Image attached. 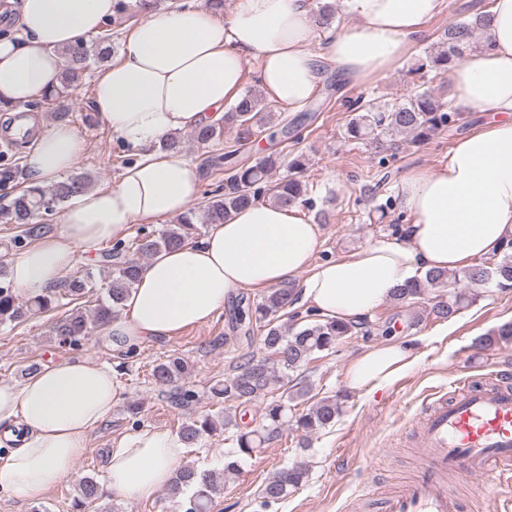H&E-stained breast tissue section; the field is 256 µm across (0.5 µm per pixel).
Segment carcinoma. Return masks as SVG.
<instances>
[{
	"mask_svg": "<svg viewBox=\"0 0 512 512\" xmlns=\"http://www.w3.org/2000/svg\"><path fill=\"white\" fill-rule=\"evenodd\" d=\"M489 23V13L479 12L473 17L448 26L442 35L444 50L434 56H427L414 68V72L436 71L446 73L460 63L466 52L477 47L478 36L484 34ZM112 51V32L102 30L95 39L83 40L64 49L66 59L60 85L42 96L46 105L55 103L69 93L89 66L90 61H104ZM261 99L248 90L241 95L230 110L224 113L222 122L194 131L192 138L201 145L219 141L224 136V127L236 128V142L243 145L263 131L268 118L259 108ZM352 111L354 117L346 126L345 135L353 140H362L377 148L386 149L396 144L395 137L402 135L410 142H422L434 133L451 126L461 119L462 113L447 110L435 94L424 89L417 91L391 106H374L356 100ZM236 151L231 150L213 157L216 166L230 164L231 174L227 178L228 190L210 192L205 204L192 207L181 214L177 222L168 224L158 233H142L127 241H117L103 254L104 267L110 269L108 277L96 281L93 273L74 276L50 293L18 301L8 283L0 284V324L18 322L30 313H52L62 301L71 305L64 315L53 324V332L62 341L77 345L86 337L92 324L105 325L121 314V304L134 288L141 268V260L159 251L183 245L198 235L201 224H222L233 212L249 204L261 201L263 184L273 170L280 167L278 155H268L249 165L234 161ZM288 175L272 188L271 202L283 207L304 206L309 201L310 188L299 173L305 166V158L296 155L288 160ZM24 178L22 167L16 161L0 163V185L17 184ZM92 178L86 174L67 177L48 188L23 186L5 204H0V224H28L27 233L32 234L41 226L32 224L39 213L49 214L76 194L91 188ZM493 267L473 266L464 270L463 278L470 283L484 285L495 283L500 289L512 288V242L506 244L497 254ZM448 272L428 271L395 289L393 299L401 303L415 300L430 288L447 287ZM105 289V300L92 308L82 306V300L97 288ZM472 300L466 293L448 287L425 309L426 317L447 321L455 316L462 306ZM296 301L291 288H272L268 295L253 308L239 309L238 321L263 324L260 338L268 356L257 359L247 355L234 373L218 380L211 387V395L217 403L243 405L267 396L271 385L283 380L289 373L306 365L320 352L330 351L336 343L363 328V323L346 324L335 320H316L300 328L282 329L275 324L279 313L293 306ZM189 374L188 362L180 356H170L153 367L155 383L173 389V399L181 407H189L197 399L195 391L185 387ZM291 395L280 396L265 404L261 413V425L256 430L238 432L236 447L224 453V469L200 470L186 464L179 469L176 480L169 485L168 497L179 501L180 512H212L214 503L224 483L238 474L237 457L250 455L254 449L279 436L288 426V411L291 410ZM341 410L336 396L323 397L314 402L306 411L294 416L297 430L303 438L331 424ZM229 430L238 427L236 418L226 406L217 415L206 414L184 422L178 436L185 447L193 448L206 436H213L218 428ZM307 478V469L298 463L277 472L263 488L266 502H277L298 489ZM79 494L76 507L91 509L93 512H116L115 506L102 505L103 493L98 482L91 476H83L78 482Z\"/></svg>",
	"mask_w": 512,
	"mask_h": 512,
	"instance_id": "obj_1",
	"label": "carcinoma"
}]
</instances>
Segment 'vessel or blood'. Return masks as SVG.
Returning <instances> with one entry per match:
<instances>
[{
  "label": "vessel or blood",
  "instance_id": "obj_1",
  "mask_svg": "<svg viewBox=\"0 0 512 512\" xmlns=\"http://www.w3.org/2000/svg\"><path fill=\"white\" fill-rule=\"evenodd\" d=\"M421 474L387 498L384 512H459L449 475H494L512 485V386L462 381L429 403L416 427Z\"/></svg>",
  "mask_w": 512,
  "mask_h": 512
}]
</instances>
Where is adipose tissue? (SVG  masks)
Masks as SVG:
<instances>
[{
  "label": "adipose tissue",
  "instance_id": "obj_1",
  "mask_svg": "<svg viewBox=\"0 0 512 512\" xmlns=\"http://www.w3.org/2000/svg\"><path fill=\"white\" fill-rule=\"evenodd\" d=\"M353 21L317 35L310 0H233L226 20L206 7L144 12L123 55L97 78L91 108L136 153L117 184L78 194L51 234L12 258L9 280L29 297L59 283L78 255L124 239L132 224L186 211L198 196L197 164L161 150L174 133L216 124L241 95L248 59L288 110L314 96L328 64L362 83L393 67L443 0H347ZM116 0H18L19 32L0 37V113L58 87L64 48L97 35ZM489 48L469 54L450 74L463 111L488 113L458 138L435 168L410 171L399 202L410 215L395 235L313 264L317 225L297 207L251 204L201 240L162 250L145 263L120 317L101 345L123 352L209 320L245 288L300 278L299 303L322 318L359 322L394 288L429 270H458L512 241V0H491ZM318 51H311L312 42ZM86 143L73 128L45 131L25 158L28 184L48 187L74 166ZM409 348L384 342L362 351L346 376L356 389L386 388L410 363ZM119 398L103 364L69 358L44 365L19 384L0 382V435L14 441L0 458V486L36 501L72 471L87 436ZM185 446L178 436L141 430L114 448L107 487L118 500L154 497L174 478Z\"/></svg>",
  "mask_w": 512,
  "mask_h": 512
}]
</instances>
